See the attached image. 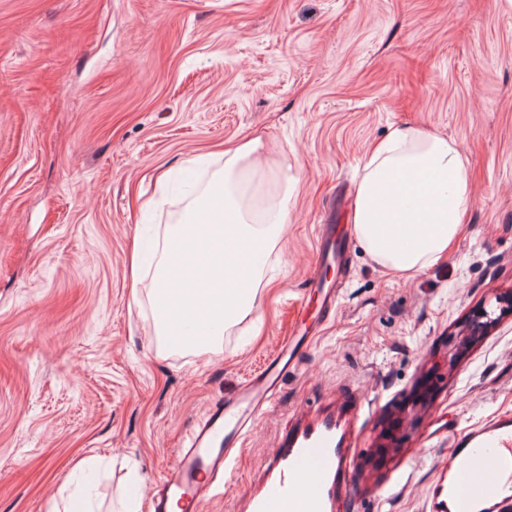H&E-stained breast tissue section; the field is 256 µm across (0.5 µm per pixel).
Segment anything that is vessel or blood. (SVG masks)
Here are the masks:
<instances>
[{
	"label": "vessel or blood",
	"mask_w": 512,
	"mask_h": 512,
	"mask_svg": "<svg viewBox=\"0 0 512 512\" xmlns=\"http://www.w3.org/2000/svg\"><path fill=\"white\" fill-rule=\"evenodd\" d=\"M344 253V242L324 228L318 262L343 261ZM308 341L305 335L283 337L268 365L250 375L236 396L208 408L152 490L153 512H168L174 502L183 512H202L215 496L216 482L233 475L256 416L274 404ZM359 412L354 401L300 424L263 473L246 512H343L353 461L349 441ZM511 503L512 414L451 429L448 462L436 474L426 512H505Z\"/></svg>",
	"instance_id": "vessel-or-blood-1"
}]
</instances>
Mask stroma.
<instances>
[{"instance_id": "obj_1", "label": "stroma", "mask_w": 512, "mask_h": 512, "mask_svg": "<svg viewBox=\"0 0 512 512\" xmlns=\"http://www.w3.org/2000/svg\"><path fill=\"white\" fill-rule=\"evenodd\" d=\"M405 124L455 142L471 174L459 239L408 278L349 222L367 150ZM257 136L280 175L302 170L261 320L215 353L160 347L128 295L132 239L183 218L171 179L205 187L226 144ZM322 224L344 268L317 264ZM509 295L512 0H0V512H67L81 458L94 512L131 495L148 512L195 422L301 319L321 331L205 512H243L301 411L350 397L365 414L348 512H422L451 426L512 410V316L450 359Z\"/></svg>"}]
</instances>
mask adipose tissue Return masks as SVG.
<instances>
[{
	"label": "adipose tissue",
	"mask_w": 512,
	"mask_h": 512,
	"mask_svg": "<svg viewBox=\"0 0 512 512\" xmlns=\"http://www.w3.org/2000/svg\"><path fill=\"white\" fill-rule=\"evenodd\" d=\"M275 174L261 138L230 147L222 170L183 222L158 233L153 255L134 243L131 298H148L163 342L176 337L188 351H214L227 329L257 317L267 261L286 231L288 208L282 198L248 209L241 188ZM469 203L468 168L456 146L433 132L400 126L368 151L350 222L377 264L411 276L447 253ZM148 277L154 286L146 293ZM175 304L206 324V331L183 337L171 310Z\"/></svg>",
	"instance_id": "ef3b65f1"
}]
</instances>
